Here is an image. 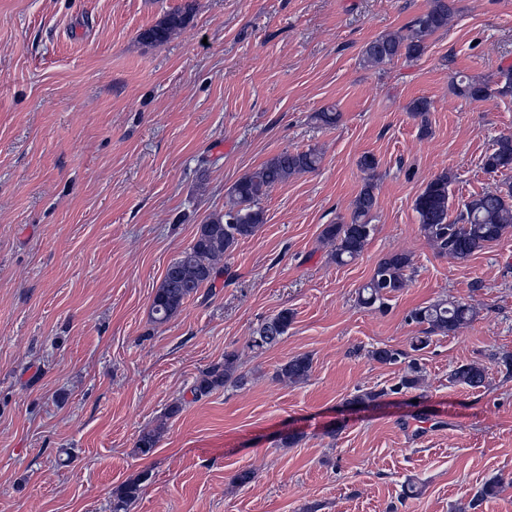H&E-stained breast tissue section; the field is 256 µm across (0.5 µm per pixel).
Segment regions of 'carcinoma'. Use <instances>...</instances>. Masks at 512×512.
Listing matches in <instances>:
<instances>
[{
	"mask_svg": "<svg viewBox=\"0 0 512 512\" xmlns=\"http://www.w3.org/2000/svg\"><path fill=\"white\" fill-rule=\"evenodd\" d=\"M192 12L193 4L189 0L183 8L166 14L155 25L141 31L139 41L147 45L164 43L172 34L188 26ZM451 12L450 0H432L428 10L412 19L407 33H385L367 43L362 49L364 63L375 66L401 57L412 59L421 56L428 37L448 25ZM460 92L474 101L512 97V67L500 69L494 79H468ZM320 163L321 155L314 148L305 151L286 149L238 179L228 190V208L199 225L191 244L168 264L153 296V320L165 323L178 315L191 296L215 280L218 274L216 261L233 250L240 240L253 237L260 231L264 224L260 203L272 187L295 175L313 172ZM482 167L489 174L512 169V136H503L497 141L493 152L484 157ZM449 184L448 173L435 176L416 198L414 209L422 232L439 252L464 262L512 230V182H504L493 191L470 196L458 206L454 216L450 214ZM376 206L375 186L367 181L354 200L350 219L329 224L323 230V238L334 246L336 263L344 265L362 254L373 232L371 217ZM410 268L411 260L406 254L393 253L381 259L369 281L359 289L360 304L365 307L383 305L388 295L406 286ZM476 316L477 311L472 306L459 301L438 300L415 309L411 320L424 329L422 335L414 337L412 350L424 349L434 335L458 332L470 325ZM291 322L289 311L279 312L259 327L252 346L264 349L276 345L288 332ZM372 357L381 364H393L407 354L385 346L372 351ZM238 370L236 352L224 353V361L200 371L192 389L194 396H207L229 382L244 385L245 377ZM311 370L312 359L303 354L281 364L276 376L290 383H302L309 378ZM485 379L486 369L477 363L459 365L450 374L451 382L473 389L483 386ZM419 381L420 367L416 360L411 359L398 386L387 391H364L354 397V402L368 406L389 392L394 394L416 389ZM158 441V431H144L138 438L137 451L147 456L156 448ZM148 479L149 472L143 471L118 487L112 494V512H130L142 484Z\"/></svg>",
	"mask_w": 512,
	"mask_h": 512,
	"instance_id": "carcinoma-1",
	"label": "carcinoma"
}]
</instances>
